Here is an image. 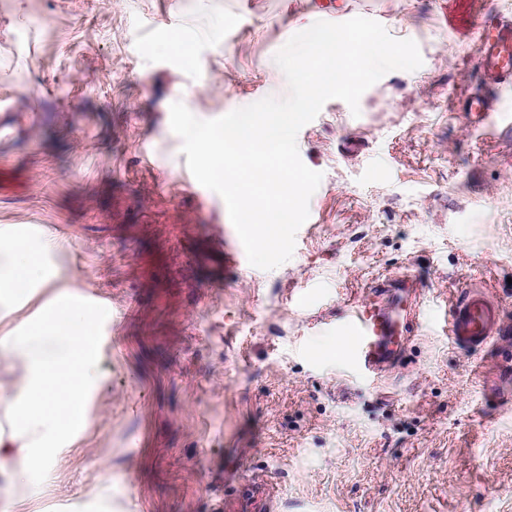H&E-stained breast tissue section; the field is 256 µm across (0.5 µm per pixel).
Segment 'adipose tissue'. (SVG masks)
<instances>
[{
    "label": "adipose tissue",
    "mask_w": 512,
    "mask_h": 512,
    "mask_svg": "<svg viewBox=\"0 0 512 512\" xmlns=\"http://www.w3.org/2000/svg\"><path fill=\"white\" fill-rule=\"evenodd\" d=\"M53 234L29 241L0 233V512H27L63 453L90 425L104 384L97 314L72 289L55 288L43 258ZM48 304L11 327L33 290Z\"/></svg>",
    "instance_id": "ef3b65f1"
}]
</instances>
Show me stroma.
I'll return each instance as SVG.
<instances>
[{
  "label": "stroma",
  "instance_id": "stroma-1",
  "mask_svg": "<svg viewBox=\"0 0 512 512\" xmlns=\"http://www.w3.org/2000/svg\"><path fill=\"white\" fill-rule=\"evenodd\" d=\"M325 10L414 40L423 64L325 103L297 136L321 172L272 270L197 182L170 127L286 97L274 57ZM178 39L190 60L170 50ZM473 41L448 0H0V230L81 269L108 382L31 512H212L248 480L277 512H512V378L435 318L478 284L512 315V135L470 124ZM410 275L420 326L370 383L334 326L375 278Z\"/></svg>",
  "mask_w": 512,
  "mask_h": 512
}]
</instances>
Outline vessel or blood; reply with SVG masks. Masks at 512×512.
I'll return each instance as SVG.
<instances>
[{
	"label": "vessel or blood",
	"instance_id": "obj_1",
	"mask_svg": "<svg viewBox=\"0 0 512 512\" xmlns=\"http://www.w3.org/2000/svg\"><path fill=\"white\" fill-rule=\"evenodd\" d=\"M476 0H448V27L463 33L476 46L483 85L512 84V18L478 22ZM475 125L492 130L505 121L496 100L485 94H469L457 105ZM406 280H385L370 285L366 296L349 314L345 331L351 336L364 373L380 378L404 352L419 322V310L409 297ZM512 332L499 305L481 291L463 292L448 310V334L456 347L478 350L492 338Z\"/></svg>",
	"mask_w": 512,
	"mask_h": 512
}]
</instances>
